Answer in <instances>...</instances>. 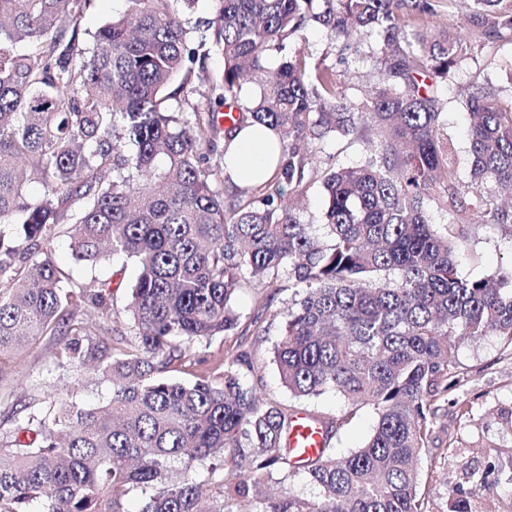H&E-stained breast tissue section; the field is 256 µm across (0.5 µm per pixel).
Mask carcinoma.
Instances as JSON below:
<instances>
[{"label":"carcinoma","instance_id":"carcinoma-1","mask_svg":"<svg viewBox=\"0 0 512 512\" xmlns=\"http://www.w3.org/2000/svg\"><path fill=\"white\" fill-rule=\"evenodd\" d=\"M91 0H0V355L47 339L55 367L85 366L112 384L100 406L32 398L0 428V512H202L190 474L233 449L235 481L210 512H235L260 475H296L286 448L298 414L246 382L243 359L207 376L190 345L237 328L240 288L295 293L275 362L296 399L333 391L377 416L364 444L322 448L303 473L319 489L259 500L255 512H424L418 462L429 451L439 403L460 383L457 353L494 333L512 346V271L461 279L460 245L434 229L512 224V96L472 83L453 89L466 49L449 33L406 23L437 0H124V13L91 43L78 19ZM470 25L512 43V0H471ZM316 25L340 46L312 63L292 47ZM223 68L206 73L211 51ZM281 53L270 66L272 51ZM379 75L353 97L337 66ZM469 120L463 180L443 141L451 95ZM238 112L229 125L220 109ZM279 136L273 177L224 197L217 141L247 119ZM361 139V162L324 168L328 140ZM39 183L29 201L24 188ZM320 185L323 233L294 200ZM291 195H285V191ZM70 238L76 263L121 255L138 275L126 311L132 337L93 339L83 312L108 315L111 281L86 284L60 270L51 241ZM449 512H472L449 496Z\"/></svg>","mask_w":512,"mask_h":512}]
</instances>
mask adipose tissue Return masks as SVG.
I'll list each match as a JSON object with an SVG mask.
<instances>
[{"instance_id":"obj_1","label":"adipose tissue","mask_w":512,"mask_h":512,"mask_svg":"<svg viewBox=\"0 0 512 512\" xmlns=\"http://www.w3.org/2000/svg\"><path fill=\"white\" fill-rule=\"evenodd\" d=\"M227 173L241 184L271 178L278 153L275 135L262 125L246 123L225 143Z\"/></svg>"}]
</instances>
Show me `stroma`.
<instances>
[{
  "label": "stroma",
  "instance_id": "35a3bbf8",
  "mask_svg": "<svg viewBox=\"0 0 512 512\" xmlns=\"http://www.w3.org/2000/svg\"><path fill=\"white\" fill-rule=\"evenodd\" d=\"M465 13L464 0H441L436 15L418 16L413 24L431 33L450 30L467 47L470 58L464 65L461 83L477 75L496 88H512V45L484 43L470 28ZM432 215L438 230H452L462 244L456 257L460 277L483 278L512 270V224L452 226L444 212L436 209ZM51 248L57 265L74 278L108 280L114 286L111 315H86L92 333L98 335L107 328L117 335L128 333L125 305L128 287L136 276L134 263L115 256L92 269L75 265L70 240L65 236L55 239ZM294 291L293 284L285 280L275 288L239 289L231 300L238 316L237 328L229 335L192 345L193 373H210L222 358L244 353L252 366L247 379L257 392L280 406L294 405L274 362V348L284 324L282 312ZM55 350L53 343L44 340L21 353L0 357V392L6 395L0 401V424L9 425L15 407L34 395L91 405L110 399L111 384L88 369H53ZM459 363L464 381L456 395L466 400L469 413L462 416L452 404L442 406L430 451L420 464L427 479L426 512H448V492L453 488L469 493L472 512H512V483L488 474L489 458L485 453L486 447L492 446L502 455H512V351L505 348L501 337L491 334L462 346ZM305 407L308 413L337 420L338 429L330 446L339 454L358 447L371 433L376 419L371 407L350 411L331 392L306 401Z\"/></svg>",
  "mask_w": 512,
  "mask_h": 512
}]
</instances>
